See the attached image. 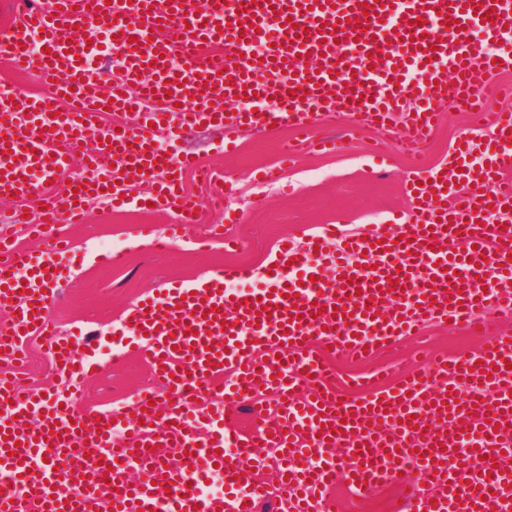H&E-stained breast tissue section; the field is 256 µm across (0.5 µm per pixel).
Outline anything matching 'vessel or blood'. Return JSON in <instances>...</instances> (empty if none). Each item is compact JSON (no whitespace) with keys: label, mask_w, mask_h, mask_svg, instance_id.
<instances>
[{"label":"vessel or blood","mask_w":512,"mask_h":512,"mask_svg":"<svg viewBox=\"0 0 512 512\" xmlns=\"http://www.w3.org/2000/svg\"><path fill=\"white\" fill-rule=\"evenodd\" d=\"M90 28L124 57L112 81L88 65L100 51ZM509 35L512 0H31L19 26L0 34V59L36 70L48 92L35 98L0 84V195L42 202L48 224L62 208L83 221L91 194L82 174L70 173L59 195L49 179L70 172L74 149L97 127L104 134L88 160L105 175V199L133 205L130 185L157 182L154 204L180 208L173 245L201 221L179 183L196 159L156 150L161 130L291 126L307 135L322 109L362 127L402 102L411 110L403 143L413 149L434 129L436 105L453 101L474 108L476 127H490L491 153L476 168L460 148L458 185L444 167L409 182L414 223L350 239L352 258L334 276L314 235L305 249L279 248L265 287L225 292V282L253 275L228 265L211 280L140 297L112 358L148 363L163 393L94 417L76 413L77 390L36 399L1 378L9 413L0 415V512H336L337 447L361 494L414 472L399 512H499L512 468L481 458H512L511 335L466 357L426 353L422 370L345 401L326 357L363 356L428 322L452 319L474 332L487 328L484 312L512 309V224L490 221L512 207V112L474 97L478 75L512 69L500 49ZM262 39L260 67L231 65L230 55ZM265 84L277 97L271 108L256 105ZM109 111L130 119L102 127ZM60 280L58 264L0 235V305L12 315L0 328V360L54 335L46 290ZM52 360L77 376L95 367L65 342ZM263 392L278 398L273 418L235 430ZM61 455L71 467L64 482L50 465ZM216 477L224 491L208 494Z\"/></svg>","instance_id":"1"}]
</instances>
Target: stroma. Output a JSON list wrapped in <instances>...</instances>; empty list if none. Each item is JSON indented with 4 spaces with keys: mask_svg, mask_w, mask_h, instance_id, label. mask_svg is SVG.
Masks as SVG:
<instances>
[{
    "mask_svg": "<svg viewBox=\"0 0 512 512\" xmlns=\"http://www.w3.org/2000/svg\"><path fill=\"white\" fill-rule=\"evenodd\" d=\"M437 125L420 152L401 147L408 129L406 112L392 109L385 125L350 129L332 114H325L314 129L315 137H332L335 151H311L302 145L295 130L248 129L238 133L233 152H218L224 132L191 127L177 140L178 146L197 155L203 165L218 172L224 192L227 229L237 244L209 239L206 224L188 231L187 242L161 249L157 240L166 238L177 218L173 208L143 205L114 208L101 199L91 202L88 218L81 224L59 219L41 235L28 233L38 223L37 203L0 198V212L18 215L11 227L15 243L33 255L49 257V246L57 236H66L71 252L63 259V279L53 290L47 315L57 331V341L69 338L73 327L99 338L98 355L103 367L82 387L81 401L89 411H107L125 404L138 392L158 388L159 383L139 359L108 363L112 329L125 316L126 307L140 294L156 292L174 283L193 284L212 278L227 264H243L264 271L274 264L283 238L303 245L320 234L325 225L344 221L348 231L360 233L380 225L410 224L413 205L403 183L415 166L454 167L456 147L467 139L481 143L485 132L475 129L462 106H440ZM296 150L288 164H281L283 146ZM117 242L122 259L112 266L96 264L95 257L106 242ZM481 338L470 335L454 322L426 326L422 335L406 336L386 351L364 362L337 357L334 362L336 390L348 394L349 379L384 369L399 373L414 361L421 347L449 357L474 352ZM26 366H0V371L32 393L62 389L60 378L43 337L26 345ZM400 491L393 486L367 496H352L345 484L336 487L339 512H396Z\"/></svg>",
    "mask_w": 512,
    "mask_h": 512,
    "instance_id": "35a3bbf8",
    "label": "stroma"
}]
</instances>
